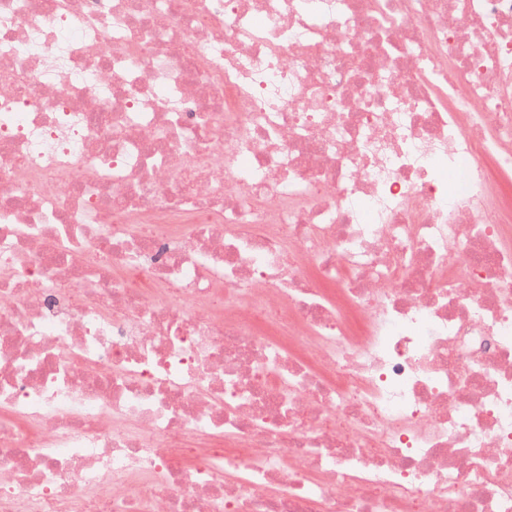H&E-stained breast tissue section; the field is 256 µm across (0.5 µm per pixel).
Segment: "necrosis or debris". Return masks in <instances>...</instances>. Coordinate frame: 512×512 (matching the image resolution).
Segmentation results:
<instances>
[{
  "label": "necrosis or debris",
  "instance_id": "4bbe7bcc",
  "mask_svg": "<svg viewBox=\"0 0 512 512\" xmlns=\"http://www.w3.org/2000/svg\"><path fill=\"white\" fill-rule=\"evenodd\" d=\"M0 512H512V0H0Z\"/></svg>",
  "mask_w": 512,
  "mask_h": 512
}]
</instances>
